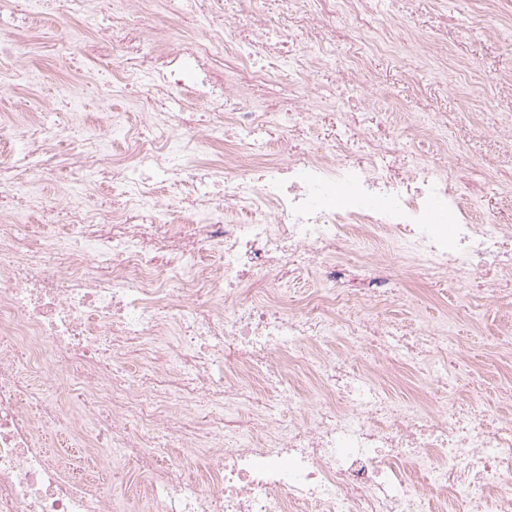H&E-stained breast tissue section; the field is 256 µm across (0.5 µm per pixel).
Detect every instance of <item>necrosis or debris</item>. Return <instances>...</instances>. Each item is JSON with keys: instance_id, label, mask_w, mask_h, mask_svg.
<instances>
[{"instance_id": "1", "label": "necrosis or debris", "mask_w": 512, "mask_h": 512, "mask_svg": "<svg viewBox=\"0 0 512 512\" xmlns=\"http://www.w3.org/2000/svg\"><path fill=\"white\" fill-rule=\"evenodd\" d=\"M45 5L111 16L89 43L95 71L64 68L111 76L137 111L128 123L99 113L97 140L79 145L51 123L50 100L30 121L0 122V512H118L81 451L101 467L136 458L137 512H425L436 498L448 512H512V382L488 415L453 335L466 301L436 324L399 322L404 288L368 261L402 241L394 266L487 300L511 294L512 215L477 224L471 208L512 186V168L468 178L430 160L419 144L456 147L447 113L382 123L362 57L346 73L356 108L322 111L336 89L311 78L340 40L438 48L397 18L373 23L369 0H197L207 25L195 37L166 0ZM258 53L304 72L284 104L264 101L275 73ZM117 133L126 150L112 155ZM203 142L229 148L203 162ZM34 178L111 192L49 206L24 192ZM170 184L177 199L161 205ZM35 218L87 246L39 241ZM308 271L320 288L288 298ZM369 360L416 373L427 393L391 396ZM301 372L317 382L305 396ZM199 452L203 476L185 477L182 456ZM422 471L425 485L411 484Z\"/></svg>"}]
</instances>
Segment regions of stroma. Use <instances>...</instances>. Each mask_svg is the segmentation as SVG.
<instances>
[{
	"instance_id": "35a3bbf8",
	"label": "stroma",
	"mask_w": 512,
	"mask_h": 512,
	"mask_svg": "<svg viewBox=\"0 0 512 512\" xmlns=\"http://www.w3.org/2000/svg\"><path fill=\"white\" fill-rule=\"evenodd\" d=\"M370 6L376 15L403 18L423 36L446 43L443 55L430 60L403 48L386 56L369 55L368 69L388 93V110L447 113L458 141L448 157L456 170L477 167L492 173L511 159L512 147L492 132L499 128L512 131V94L501 92L493 81L496 73L512 70V27L501 21L506 10H512V0H486L482 5L473 0H370ZM65 32L76 41L85 37L77 18L51 17L41 7L31 14L16 50L24 56L25 76L33 94L10 96L13 73L0 69V120H21L35 111L39 97L62 95L75 100L79 109L61 112L57 119L60 127L77 128L81 140L95 135V127L83 124L82 115L103 106L92 88L66 81L60 69L61 35ZM399 279L409 290L411 304L396 307L395 312L406 320L418 315L430 323L439 321L447 296L459 290L452 282L436 290L409 271L400 272ZM471 303L475 315L462 318L457 331L464 336L465 348L484 378L480 402L490 408L495 404L494 386L512 379V365L487 362L499 327L512 324V298L487 301L475 296Z\"/></svg>"
}]
</instances>
